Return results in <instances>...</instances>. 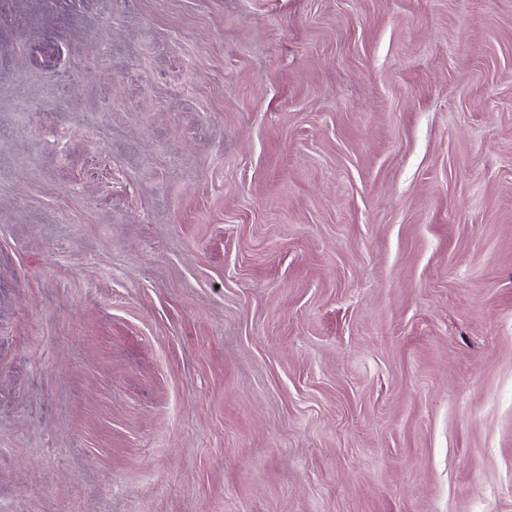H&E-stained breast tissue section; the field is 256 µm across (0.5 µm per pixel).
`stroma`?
<instances>
[{
	"label": "stroma",
	"mask_w": 512,
	"mask_h": 512,
	"mask_svg": "<svg viewBox=\"0 0 512 512\" xmlns=\"http://www.w3.org/2000/svg\"><path fill=\"white\" fill-rule=\"evenodd\" d=\"M1 51L0 512H512V0H0Z\"/></svg>",
	"instance_id": "35a3bbf8"
}]
</instances>
